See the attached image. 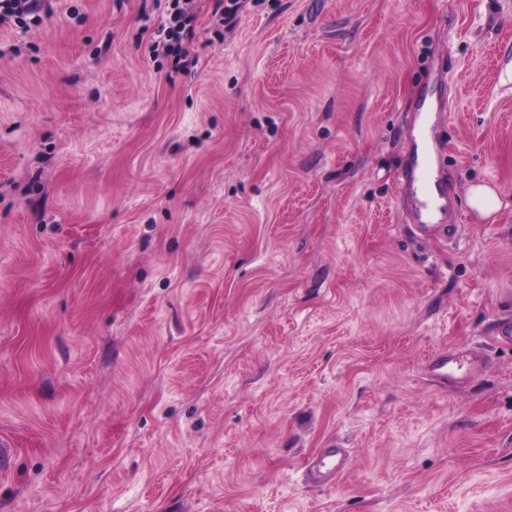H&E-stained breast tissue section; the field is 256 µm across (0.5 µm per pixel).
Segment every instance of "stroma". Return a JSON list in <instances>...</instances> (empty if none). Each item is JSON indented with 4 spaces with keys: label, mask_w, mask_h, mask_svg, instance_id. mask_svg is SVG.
<instances>
[{
    "label": "stroma",
    "mask_w": 512,
    "mask_h": 512,
    "mask_svg": "<svg viewBox=\"0 0 512 512\" xmlns=\"http://www.w3.org/2000/svg\"><path fill=\"white\" fill-rule=\"evenodd\" d=\"M193 12L179 72L154 0L0 25V512H512V0ZM213 2V15L219 18L224 29L232 30L238 21L239 15L246 9L249 0H211ZM415 167H416V162H415V164H412V163L410 164L409 171L406 176L405 183H404V188L407 193L411 192L415 196L416 200L418 201V204H419L418 214H419V219H420L418 228H419V230H421L423 232H429L432 230H436V231L442 230L443 232L446 233V232H448V228H447L448 226L446 224H432L431 220H433L435 217V211H438L443 215L446 212V209H448V189L446 190V188L443 185L442 178H438V174H437V179L435 180V183L438 186V188L440 190V196L443 198L444 201L439 206H436L435 208L430 207L429 201L427 199L420 201L417 198L418 191H420L424 196H426V194L423 191V185L426 189H428L431 175L434 176V169H433L434 167H433L431 156H429L427 166L422 170V173L419 178L415 176ZM423 211H424V213H423ZM423 216H425V221L423 220ZM468 205L480 215L486 216L499 211L502 207V201L489 186L475 184L469 189ZM466 355L458 350H442L432 354L428 359L429 372L440 379L456 378L455 367L462 369V360ZM347 448H321L306 463V471L324 484H335L347 469Z\"/></svg>",
    "instance_id": "1"
}]
</instances>
